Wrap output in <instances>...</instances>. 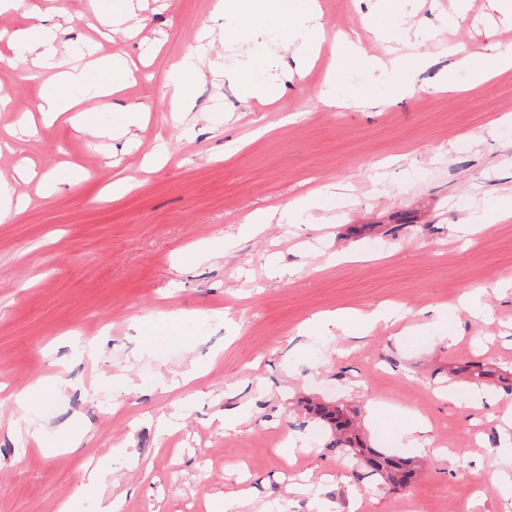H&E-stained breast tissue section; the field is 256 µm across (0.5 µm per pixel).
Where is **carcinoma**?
<instances>
[{"mask_svg": "<svg viewBox=\"0 0 512 512\" xmlns=\"http://www.w3.org/2000/svg\"><path fill=\"white\" fill-rule=\"evenodd\" d=\"M308 415L324 423L333 437V446L352 451L364 457L371 473L381 478L382 483L395 490L407 485L418 472L413 459L387 455L362 442L358 433L357 409L345 405L309 402L305 406Z\"/></svg>", "mask_w": 512, "mask_h": 512, "instance_id": "obj_1", "label": "carcinoma"}]
</instances>
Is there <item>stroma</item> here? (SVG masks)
<instances>
[{
	"mask_svg": "<svg viewBox=\"0 0 512 512\" xmlns=\"http://www.w3.org/2000/svg\"><path fill=\"white\" fill-rule=\"evenodd\" d=\"M213 0H146L130 33L96 17L98 0H48L0 15L12 31L50 18L69 54L95 46L133 65L114 102L142 105L135 138L107 146L38 112L43 74L13 65L0 40V181L28 207L0 221V512H60L105 475L119 512H512L492 484L503 466L493 419L512 392L475 407L460 367L481 361L512 372V67L485 72L490 47L512 27L487 0H412L418 46L410 73L419 92L376 108L327 105L319 94L330 45L303 78L285 79L291 50L274 43L262 62L283 90L244 89L237 66L247 43L226 40L204 58L187 105L168 75L203 34L223 29ZM327 33L358 36L364 52L345 92L384 95L368 70L384 44L365 30L373 0H319ZM441 26V41L422 36ZM473 55L458 86L444 88L442 44ZM266 126L255 135L256 126ZM77 183H26L19 166ZM130 178L122 197L104 195ZM342 197L320 200L323 185ZM316 200L314 222L246 217ZM484 224L475 244L448 227ZM341 252L354 262H337ZM288 267L273 278L270 262ZM452 305L445 318L428 314ZM350 311L344 327L308 335L307 324ZM178 317L171 334L162 319ZM157 330L144 343L142 324ZM60 381L53 395L19 406L17 393ZM315 399L361 410V436L387 453L422 461L413 484L385 489L361 457L330 448V432L304 415ZM430 425L433 448H409L406 411ZM237 418L235 428L225 417Z\"/></svg>",
	"mask_w": 512,
	"mask_h": 512,
	"instance_id": "obj_1",
	"label": "stroma"
}]
</instances>
